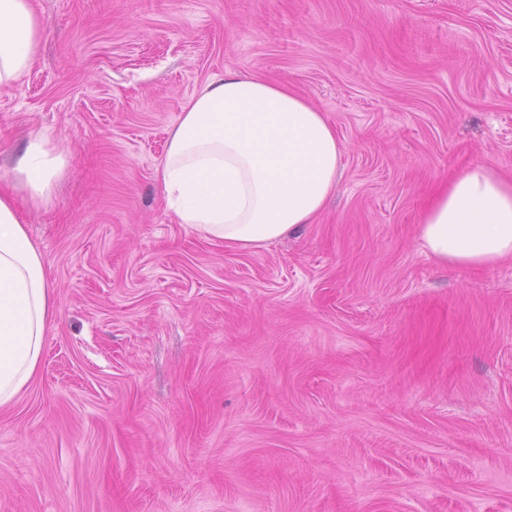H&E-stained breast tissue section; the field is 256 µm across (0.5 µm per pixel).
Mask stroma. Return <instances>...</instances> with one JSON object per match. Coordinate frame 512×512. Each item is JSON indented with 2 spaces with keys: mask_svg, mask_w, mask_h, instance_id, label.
Wrapping results in <instances>:
<instances>
[{
  "mask_svg": "<svg viewBox=\"0 0 512 512\" xmlns=\"http://www.w3.org/2000/svg\"><path fill=\"white\" fill-rule=\"evenodd\" d=\"M0 88V186L56 296L0 408V512H512V260L418 228L473 162L512 178V0H34ZM293 87L342 145L314 223L230 252L163 208L183 104ZM44 133L50 197L12 156ZM63 154L49 146L43 135H32L15 156L13 174L33 202L49 198L53 181L64 165Z\"/></svg>",
  "mask_w": 512,
  "mask_h": 512,
  "instance_id": "stroma-1",
  "label": "stroma"
}]
</instances>
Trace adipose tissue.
I'll use <instances>...</instances> for the list:
<instances>
[{
	"label": "adipose tissue",
	"mask_w": 512,
	"mask_h": 512,
	"mask_svg": "<svg viewBox=\"0 0 512 512\" xmlns=\"http://www.w3.org/2000/svg\"><path fill=\"white\" fill-rule=\"evenodd\" d=\"M41 47L32 0H0V86L21 82ZM342 147L324 112L292 88L236 71L211 77L183 105L157 169L166 212L225 250L266 247L312 223L336 186ZM43 135L16 155L32 201L49 198L64 165ZM436 259L493 267L512 258V181L475 162L442 182L419 227ZM40 250L0 193V408L34 377L53 323Z\"/></svg>",
	"instance_id": "ef3b65f1"
}]
</instances>
